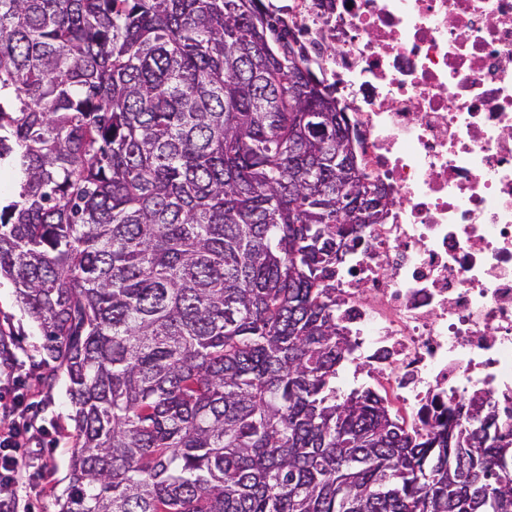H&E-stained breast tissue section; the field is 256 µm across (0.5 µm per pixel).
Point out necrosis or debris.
Segmentation results:
<instances>
[{
    "mask_svg": "<svg viewBox=\"0 0 512 512\" xmlns=\"http://www.w3.org/2000/svg\"><path fill=\"white\" fill-rule=\"evenodd\" d=\"M389 192L336 283L354 378L422 429L512 409V0H283Z\"/></svg>",
    "mask_w": 512,
    "mask_h": 512,
    "instance_id": "obj_1",
    "label": "necrosis or debris"
}]
</instances>
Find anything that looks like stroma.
<instances>
[{
    "instance_id": "stroma-1",
    "label": "stroma",
    "mask_w": 512,
    "mask_h": 512,
    "mask_svg": "<svg viewBox=\"0 0 512 512\" xmlns=\"http://www.w3.org/2000/svg\"><path fill=\"white\" fill-rule=\"evenodd\" d=\"M0 331L11 334L10 349L17 359L16 383L0 387V401L19 399L35 425L47 429L50 440L42 455L44 472L26 488L30 512H55V501L64 497L70 482V457L75 430L72 406L63 375L43 347L40 330L17 300L13 285L0 280ZM54 374L52 385L41 378Z\"/></svg>"
}]
</instances>
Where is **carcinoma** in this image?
<instances>
[{
    "instance_id": "carcinoma-1",
    "label": "carcinoma",
    "mask_w": 512,
    "mask_h": 512,
    "mask_svg": "<svg viewBox=\"0 0 512 512\" xmlns=\"http://www.w3.org/2000/svg\"><path fill=\"white\" fill-rule=\"evenodd\" d=\"M272 0H0V278L68 381L57 512H512L473 396L410 431L368 387L336 272L362 159Z\"/></svg>"
}]
</instances>
